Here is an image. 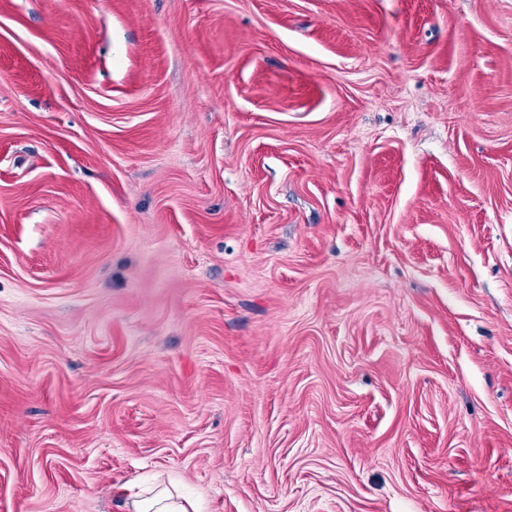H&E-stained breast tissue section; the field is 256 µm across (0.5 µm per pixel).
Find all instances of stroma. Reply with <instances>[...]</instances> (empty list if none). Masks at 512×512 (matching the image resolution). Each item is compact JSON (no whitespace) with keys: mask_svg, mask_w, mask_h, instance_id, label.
I'll use <instances>...</instances> for the list:
<instances>
[{"mask_svg":"<svg viewBox=\"0 0 512 512\" xmlns=\"http://www.w3.org/2000/svg\"><path fill=\"white\" fill-rule=\"evenodd\" d=\"M512 512V0H0V512ZM172 488L158 485L142 489L125 503L130 512H200L196 501L183 497Z\"/></svg>","mask_w":512,"mask_h":512,"instance_id":"35a3bbf8","label":"stroma"}]
</instances>
